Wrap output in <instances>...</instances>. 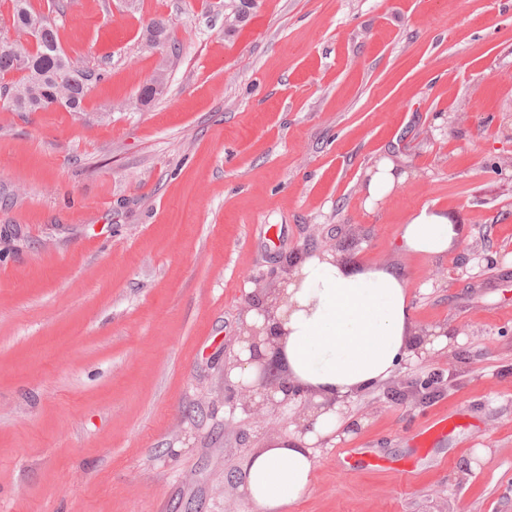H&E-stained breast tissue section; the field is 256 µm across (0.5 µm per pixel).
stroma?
<instances>
[{
    "label": "stroma",
    "instance_id": "1",
    "mask_svg": "<svg viewBox=\"0 0 512 512\" xmlns=\"http://www.w3.org/2000/svg\"><path fill=\"white\" fill-rule=\"evenodd\" d=\"M50 14L102 78L84 113L0 100V512H259L241 490L284 412L231 410L224 359L251 276L325 244L400 270L414 328L454 383L415 406L350 400L362 429L318 449L285 512H512V0H70ZM180 48L149 46L148 19ZM166 68L150 105L140 88ZM407 178L367 203L379 161ZM458 232L409 251L420 209ZM488 264L461 265L464 252ZM468 414L414 484L345 448L413 450Z\"/></svg>",
    "mask_w": 512,
    "mask_h": 512
}]
</instances>
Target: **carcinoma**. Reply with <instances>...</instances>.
I'll return each mask as SVG.
<instances>
[{"instance_id": "cac0c4a2", "label": "carcinoma", "mask_w": 512, "mask_h": 512, "mask_svg": "<svg viewBox=\"0 0 512 512\" xmlns=\"http://www.w3.org/2000/svg\"><path fill=\"white\" fill-rule=\"evenodd\" d=\"M36 23L40 24V39L35 50H29L19 40L0 48V78L18 70L17 54L24 53L28 58L27 73L15 82L0 83V99H5L13 112H38L54 105L66 89L71 92L66 109L84 111V101L101 74L79 61L77 68L68 67L50 18L35 11L30 0H12L11 26L15 32L22 34ZM144 36L152 46L171 42L169 28L162 19L149 20Z\"/></svg>"}]
</instances>
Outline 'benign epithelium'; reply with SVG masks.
<instances>
[{"label": "benign epithelium", "instance_id": "7a95c632", "mask_svg": "<svg viewBox=\"0 0 512 512\" xmlns=\"http://www.w3.org/2000/svg\"><path fill=\"white\" fill-rule=\"evenodd\" d=\"M336 251L338 248L334 246H324L314 254L323 258L328 254L336 255ZM314 254L309 252L287 259L269 274L251 278L255 288L248 296L238 333V343L247 344L249 358L243 360L235 353L224 361V383L236 395V401L231 403V410L239 408L252 415L263 410L289 409L293 411L289 418V423L294 425L293 433L301 438L313 430L314 421L319 414L334 410L338 402L344 406L349 404L347 397L340 401L335 398L319 401L317 392L293 379L279 333L282 329V318L290 315L294 308L288 302V285L293 283L300 286L302 277L296 275V271L306 258ZM252 310L263 316V322L247 321L248 313ZM245 366L255 368L254 377L248 382L232 381L231 371ZM432 387L433 383L430 381L414 382L398 378L392 380L387 394L402 401H420Z\"/></svg>", "mask_w": 512, "mask_h": 512}]
</instances>
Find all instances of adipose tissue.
<instances>
[{"instance_id":"adipose-tissue-1","label":"adipose tissue","mask_w":512,"mask_h":512,"mask_svg":"<svg viewBox=\"0 0 512 512\" xmlns=\"http://www.w3.org/2000/svg\"><path fill=\"white\" fill-rule=\"evenodd\" d=\"M456 235L453 225L424 208L406 224L402 238L408 249L438 256ZM300 271V287L288 290L297 308L283 324L284 350L297 382L329 397L355 396L414 360L401 271H361L349 262L316 257L306 259ZM344 426L343 413H325L301 442H278L245 460L242 488L259 512H283L309 493L313 444Z\"/></svg>"}]
</instances>
